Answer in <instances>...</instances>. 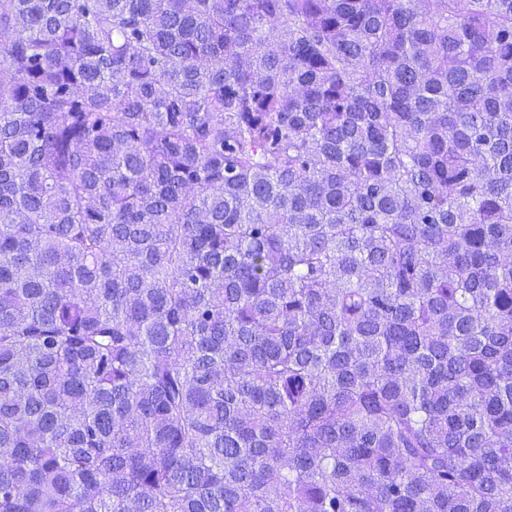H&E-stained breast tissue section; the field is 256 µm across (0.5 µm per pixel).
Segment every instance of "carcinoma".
<instances>
[{"instance_id": "obj_1", "label": "carcinoma", "mask_w": 512, "mask_h": 512, "mask_svg": "<svg viewBox=\"0 0 512 512\" xmlns=\"http://www.w3.org/2000/svg\"><path fill=\"white\" fill-rule=\"evenodd\" d=\"M0 512H512V0H0Z\"/></svg>"}]
</instances>
